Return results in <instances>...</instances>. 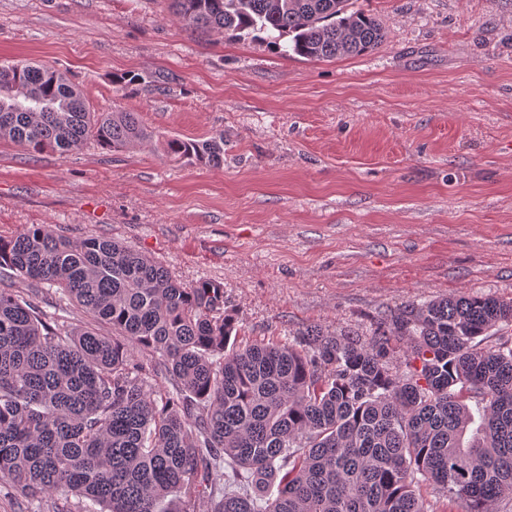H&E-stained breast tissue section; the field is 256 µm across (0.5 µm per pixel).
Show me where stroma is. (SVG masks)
Here are the masks:
<instances>
[{
    "instance_id": "1",
    "label": "stroma",
    "mask_w": 512,
    "mask_h": 512,
    "mask_svg": "<svg viewBox=\"0 0 512 512\" xmlns=\"http://www.w3.org/2000/svg\"><path fill=\"white\" fill-rule=\"evenodd\" d=\"M350 2L385 42L316 61L185 30L167 0H0V61L66 72L90 111L224 137L218 166L0 142V236L111 238L220 283L247 344L365 335L450 295L512 300V0ZM158 72L167 93L113 81Z\"/></svg>"
}]
</instances>
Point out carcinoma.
Returning a JSON list of instances; mask_svg holds the SVG:
<instances>
[{"mask_svg": "<svg viewBox=\"0 0 512 512\" xmlns=\"http://www.w3.org/2000/svg\"><path fill=\"white\" fill-rule=\"evenodd\" d=\"M348 0H172L186 29L267 33L307 60L384 41ZM150 143L134 112H91L58 71L0 63V141L67 152ZM215 165L224 136L167 138ZM57 288L86 322L60 325L0 288V483L52 512H428V483L463 512L512 495V300L412 304L370 338L310 327L294 344L241 345L224 286H184L125 243L44 225L0 237V271ZM410 340L395 371L392 341ZM163 376L166 384L157 383ZM479 399L478 414L468 401ZM78 498L72 510L70 497Z\"/></svg>", "mask_w": 512, "mask_h": 512, "instance_id": "1", "label": "carcinoma"}]
</instances>
